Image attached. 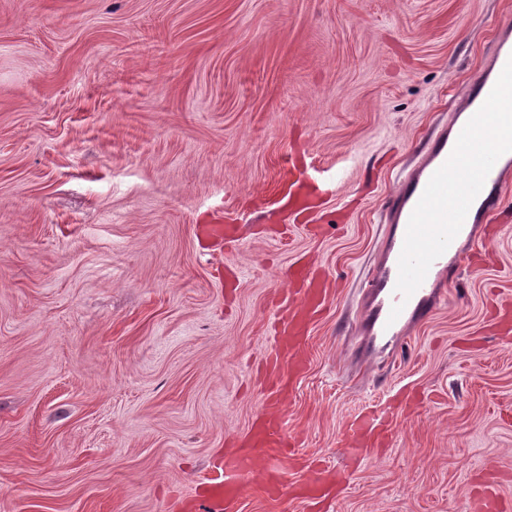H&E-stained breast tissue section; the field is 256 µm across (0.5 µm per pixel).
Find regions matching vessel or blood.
Returning <instances> with one entry per match:
<instances>
[{
    "instance_id": "b4317fda",
    "label": "vessel or blood",
    "mask_w": 512,
    "mask_h": 512,
    "mask_svg": "<svg viewBox=\"0 0 512 512\" xmlns=\"http://www.w3.org/2000/svg\"><path fill=\"white\" fill-rule=\"evenodd\" d=\"M512 87V29H505L491 63L475 78L472 90L448 125L427 144L422 162L409 171L384 207L389 223L382 260L362 292L358 328L360 357L376 362L402 348L406 331L433 313L449 279L475 259L469 250L482 226L481 217L499 205L506 177L512 173V145L494 134L475 138L490 105ZM287 195L295 215L312 211L318 188L297 166L286 173ZM289 292L275 295L279 312L267 372L277 381L291 379L307 366L304 338L312 317L323 307L330 282L318 269L291 267ZM286 409L272 392L259 412L249 438L260 454L242 452L225 458L219 478L197 488L185 503L187 512H234L258 460L272 471L261 491L271 500L287 493L306 500L331 481V472L312 468L302 485L288 486L298 458L288 451L281 427ZM387 424L372 410L356 417L344 436L347 454L361 457L374 447Z\"/></svg>"
}]
</instances>
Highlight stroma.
Segmentation results:
<instances>
[{
	"mask_svg": "<svg viewBox=\"0 0 512 512\" xmlns=\"http://www.w3.org/2000/svg\"><path fill=\"white\" fill-rule=\"evenodd\" d=\"M512 0H0V512H180L271 389L270 295L333 288L286 402L308 503L253 474L238 512H512V223L409 331L357 366L342 328L382 206L497 47ZM325 181L287 230L281 174ZM199 224L238 242L198 241ZM411 398L389 445L348 422ZM388 407L380 412L371 410L356 417L348 426L344 436V451L355 457H362L368 448L375 445L384 427L389 423L385 418ZM332 479L331 472L320 468H310L306 480L300 487L289 486V488H293L292 492L296 498L305 501L321 491Z\"/></svg>",
	"mask_w": 512,
	"mask_h": 512,
	"instance_id": "35a3bbf8",
	"label": "stroma"
}]
</instances>
